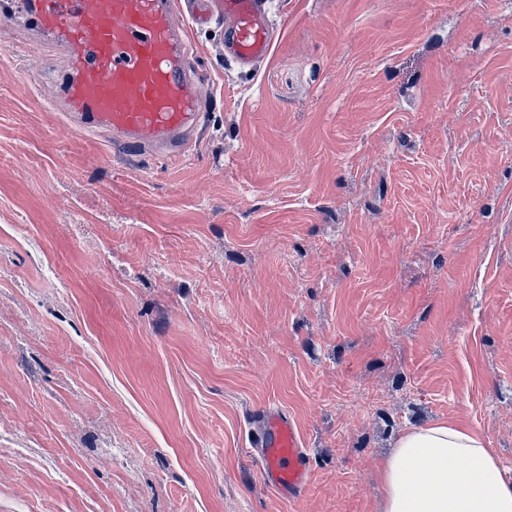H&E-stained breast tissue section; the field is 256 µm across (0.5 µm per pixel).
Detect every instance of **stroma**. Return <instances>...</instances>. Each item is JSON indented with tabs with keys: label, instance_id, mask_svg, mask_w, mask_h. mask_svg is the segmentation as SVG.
I'll return each instance as SVG.
<instances>
[{
	"label": "stroma",
	"instance_id": "stroma-1",
	"mask_svg": "<svg viewBox=\"0 0 512 512\" xmlns=\"http://www.w3.org/2000/svg\"><path fill=\"white\" fill-rule=\"evenodd\" d=\"M193 34L173 163L65 131L0 6V512H380L408 426L512 475V0H274ZM275 402L314 477L256 479Z\"/></svg>",
	"mask_w": 512,
	"mask_h": 512
}]
</instances>
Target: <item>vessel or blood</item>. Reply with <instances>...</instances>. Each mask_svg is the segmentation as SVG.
Returning <instances> with one entry per match:
<instances>
[{"instance_id":"1","label":"vessel or blood","mask_w":512,"mask_h":512,"mask_svg":"<svg viewBox=\"0 0 512 512\" xmlns=\"http://www.w3.org/2000/svg\"><path fill=\"white\" fill-rule=\"evenodd\" d=\"M270 0H13L29 22L31 46L59 52L66 70L54 109L67 126L106 136L136 153L187 157L204 118L192 31L224 17V57L252 71L279 32ZM250 443L261 483L291 503L303 500L313 472L295 419L270 404L255 417Z\"/></svg>"}]
</instances>
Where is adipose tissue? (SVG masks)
Returning <instances> with one entry per match:
<instances>
[{"label": "adipose tissue", "instance_id": "adipose-tissue-1", "mask_svg": "<svg viewBox=\"0 0 512 512\" xmlns=\"http://www.w3.org/2000/svg\"><path fill=\"white\" fill-rule=\"evenodd\" d=\"M380 478L381 512H512V479L482 434L455 422L405 431Z\"/></svg>", "mask_w": 512, "mask_h": 512}]
</instances>
